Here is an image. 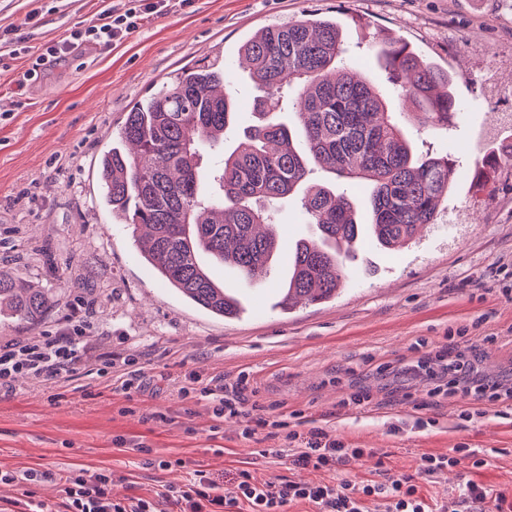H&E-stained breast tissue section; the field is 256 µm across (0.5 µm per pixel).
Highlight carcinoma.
Here are the masks:
<instances>
[{
  "mask_svg": "<svg viewBox=\"0 0 512 512\" xmlns=\"http://www.w3.org/2000/svg\"><path fill=\"white\" fill-rule=\"evenodd\" d=\"M251 77L264 91L257 123L213 175L219 192H201L203 149L224 145L237 100L221 92L224 56H207L136 103L98 162L101 201L112 217L148 229L144 261L169 287L222 319H237L239 300L202 266L199 255L263 281L281 249L274 205L318 167L352 188L369 189V223L350 197L328 184L306 186L304 210L318 235L295 243L285 261L288 280L278 307L336 298L351 249L370 235L384 250L407 244L435 224L448 199L454 168L446 157L419 156L394 119V107L347 66L336 19L302 16L253 32L241 45ZM386 70L399 100L414 105L422 125H446L459 103L451 76L395 38L384 41ZM298 91L302 141L281 115V90ZM512 162V143L483 158L475 188ZM28 324L50 305L48 295L0 273V305Z\"/></svg>",
  "mask_w": 512,
  "mask_h": 512,
  "instance_id": "cac0c4a2",
  "label": "carcinoma"
}]
</instances>
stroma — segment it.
<instances>
[{
  "label": "stroma",
  "mask_w": 512,
  "mask_h": 512,
  "mask_svg": "<svg viewBox=\"0 0 512 512\" xmlns=\"http://www.w3.org/2000/svg\"><path fill=\"white\" fill-rule=\"evenodd\" d=\"M121 0H0V32L13 30L28 55L0 61V271L46 289L52 306L33 325L0 313V346L32 343L67 325L73 305L86 323L85 342L98 355L65 382L19 379L0 397V470L34 469L37 499L57 502L52 473L79 466L131 476L117 494H145L182 483L194 464L220 481L241 469L269 479L314 474L290 469L287 457H260L287 448L284 434L258 429L239 435L237 420L213 431L204 404L180 401L171 379L195 370L203 378L246 374L252 403L263 414L300 412L302 430L320 426L370 457L338 471L352 484L376 474L392 480L418 471L422 455L452 448L478 451L434 480L425 495L456 491L473 481L512 500V409L463 420L456 403L429 405V384L405 365L449 343L481 346L478 376H512V166L489 190L476 192L474 172L494 147L512 142V122L489 123L483 79L512 95V0H195L154 17L110 53L80 48L37 80L18 84L42 46L67 30L93 23L103 6ZM38 11L37 24L26 23ZM335 17L351 65L388 100L397 86L377 57L389 35L454 78L461 109L448 127L418 124L409 108L397 113L416 152L456 163L454 185L438 222L412 243L381 252L372 237L335 300L281 312L279 265L258 283L209 255L200 260L242 302L240 318L223 320L166 287L144 262L131 225L113 221L100 202V152L110 145L134 103L214 47L224 53V89L240 108L224 135L233 151L254 123L260 94L238 49L257 29L303 15ZM302 192L280 203V243L291 248L311 236ZM136 355L144 389L128 396L110 361ZM368 399L351 404V394ZM424 427H416V419ZM154 450L146 469L137 443Z\"/></svg>",
  "instance_id": "stroma-1"
}]
</instances>
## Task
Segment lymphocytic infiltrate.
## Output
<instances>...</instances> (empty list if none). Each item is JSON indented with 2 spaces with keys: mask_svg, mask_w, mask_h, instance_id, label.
I'll return each instance as SVG.
<instances>
[{
  "mask_svg": "<svg viewBox=\"0 0 512 512\" xmlns=\"http://www.w3.org/2000/svg\"><path fill=\"white\" fill-rule=\"evenodd\" d=\"M174 2L185 8L195 0H126L122 9L103 10L94 24L44 44L24 72V80L37 79L42 69L65 60L79 47L111 51L150 18L167 14ZM82 332V326L69 325L42 341L0 348V393L13 394L14 382L21 375L58 383L80 369L93 358L92 349L82 341ZM478 356L476 347L452 345L442 354L417 357L408 369L435 379L430 397L466 401L464 417L481 418L487 413L486 403L512 402V381L475 375L472 365ZM173 390L183 401H207L216 421L227 416L241 418L243 437H252L260 427L286 430L292 464L320 472V479L308 483L284 477L262 480L242 470L226 485L198 467L183 486L162 484L147 495L117 497L112 493L118 481L114 472L81 467L57 473L64 492L61 502L50 504L31 497L26 502L27 512H287L288 507L299 504L311 512H505V494L472 481L443 503L425 496L410 476L390 483L375 479L357 485L337 482L339 468L361 459L364 449L350 447L323 428L305 433L292 430L284 415L272 420L261 416L249 403L245 378L205 380L192 371L174 380Z\"/></svg>",
  "mask_w": 512,
  "mask_h": 512,
  "instance_id": "f902f5d3",
  "label": "lymphocytic infiltrate"
}]
</instances>
